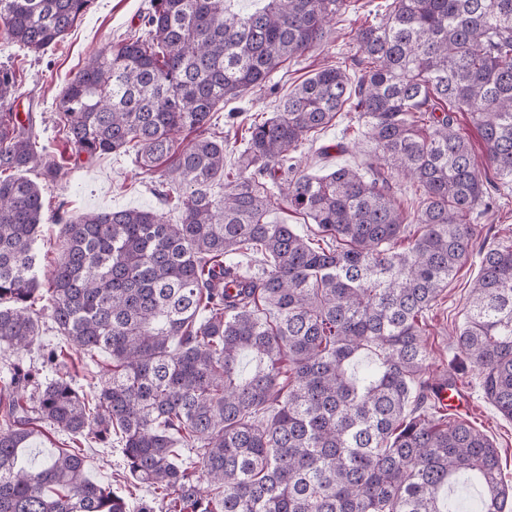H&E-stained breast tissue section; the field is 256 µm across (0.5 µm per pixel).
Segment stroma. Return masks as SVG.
Returning <instances> with one entry per match:
<instances>
[{
    "mask_svg": "<svg viewBox=\"0 0 512 512\" xmlns=\"http://www.w3.org/2000/svg\"><path fill=\"white\" fill-rule=\"evenodd\" d=\"M391 0H357L328 29L322 44L306 56L291 60L272 74L270 87L254 90L243 98L229 101L219 113L231 153L244 147L243 123L231 122L232 112L251 114L275 110L279 94L311 76L323 64L352 67L357 47L351 36L362 24L379 20ZM148 0H95L88 13L64 39L40 54H32L13 43L0 28V64L11 66L18 84L13 108L20 117H33L39 142L61 156L62 178L45 189L47 211L41 227L39 258L47 262L58 254L55 245L59 232L57 214L66 209L76 215L92 210H117L129 207L163 209L167 220H177L174 206H162L155 191L154 178L140 174L132 156L104 154L89 160L72 157L56 135L58 97L66 83L84 66L88 57L122 40L139 29ZM365 126L357 113H340L317 138L303 145L302 165L307 173L323 175L339 165L364 168L372 158V145L364 135ZM495 203L478 222L488 234V244L512 243V188H498ZM480 257L472 255L449 282L438 303L429 313L427 343L432 351L430 370L442 376L455 356L452 347L456 331L463 322L470 288L479 274ZM471 400L472 408L463 419L486 434L500 456L502 475L512 484V420L503 417L484 397L470 371L454 376ZM82 448L89 460L87 475L95 482L119 486L127 484L128 471L117 440L102 443L86 440Z\"/></svg>",
    "mask_w": 512,
    "mask_h": 512,
    "instance_id": "1",
    "label": "stroma"
}]
</instances>
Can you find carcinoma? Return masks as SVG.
Returning a JSON list of instances; mask_svg holds the SVG:
<instances>
[{
	"mask_svg": "<svg viewBox=\"0 0 512 512\" xmlns=\"http://www.w3.org/2000/svg\"><path fill=\"white\" fill-rule=\"evenodd\" d=\"M149 0L144 30L91 55L58 102L63 140L89 159L134 153L160 172L174 223L152 209L84 212L38 270L44 186L60 165L13 112L0 67V342L28 351L42 310L84 358L112 360L95 404L12 363L0 386V512H130L91 481L80 448L33 462L48 422L116 434L129 473L165 512H512L497 448L448 419L434 393L425 315L473 255L491 185L456 130L467 113L486 164L512 185V0H393L355 30L357 81L325 65L254 117L224 165L214 115L323 40L352 0ZM94 0H0L11 40L39 54ZM359 113L386 170L311 176L297 151L340 112ZM194 134L177 145L183 131ZM419 191L408 211L391 179ZM281 196L318 225L268 220ZM415 225L405 248L400 242ZM262 256L261 267L237 257ZM457 355L512 420V244L480 252ZM194 454L183 462L182 449ZM465 477L466 503L440 493Z\"/></svg>",
	"mask_w": 512,
	"mask_h": 512,
	"instance_id": "carcinoma-1",
	"label": "carcinoma"
}]
</instances>
